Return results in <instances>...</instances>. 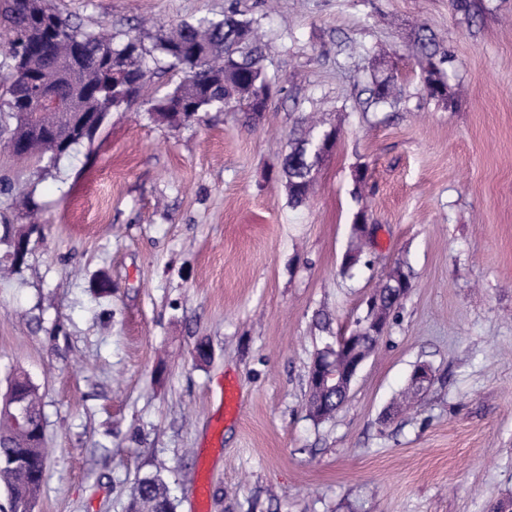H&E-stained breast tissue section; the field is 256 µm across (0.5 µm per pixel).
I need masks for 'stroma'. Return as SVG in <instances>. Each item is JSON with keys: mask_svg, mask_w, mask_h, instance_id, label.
<instances>
[{"mask_svg": "<svg viewBox=\"0 0 512 512\" xmlns=\"http://www.w3.org/2000/svg\"><path fill=\"white\" fill-rule=\"evenodd\" d=\"M82 29L151 44L236 9L282 92L171 128L112 113L55 168L0 143V227L38 224L0 277V392L24 371L49 462L31 512H128L159 472L175 512H492L512 500V0H53ZM433 38L452 105L430 98ZM391 77L394 105L372 98ZM337 128L316 192L279 163ZM368 187L354 196L353 174ZM370 263L342 272L359 209ZM411 287L349 396L308 413L316 355L392 268ZM109 280L112 292L96 286ZM206 344V359L195 356ZM433 380L390 408L417 365ZM316 128L315 125L311 126L309 130L312 132V136L295 142L282 162V173L288 188V203L292 207L304 205L314 187V165L309 151L310 143L321 141L322 137H327L330 131L316 130ZM327 153L324 141H321L314 154L324 156Z\"/></svg>", "mask_w": 512, "mask_h": 512, "instance_id": "stroma-1", "label": "stroma"}]
</instances>
